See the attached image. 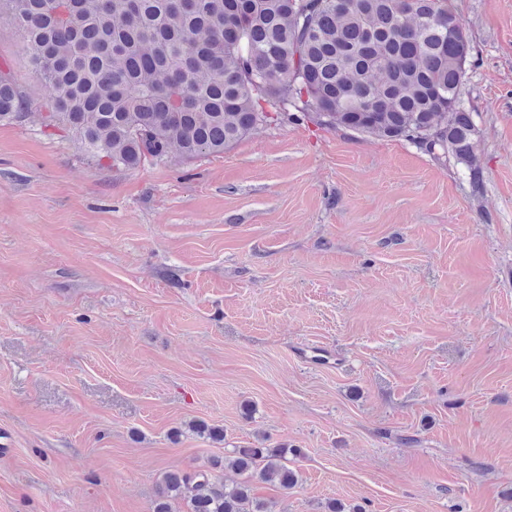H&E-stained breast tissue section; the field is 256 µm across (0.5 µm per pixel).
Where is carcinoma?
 I'll use <instances>...</instances> for the list:
<instances>
[{"mask_svg": "<svg viewBox=\"0 0 512 512\" xmlns=\"http://www.w3.org/2000/svg\"><path fill=\"white\" fill-rule=\"evenodd\" d=\"M0 0L47 92L40 129L113 169L221 156L258 127L306 121L411 141L477 170L462 103L471 53L452 0ZM30 99L0 69V122ZM235 448L224 462L284 489L288 454ZM271 512L249 483L164 475L154 512Z\"/></svg>", "mask_w": 512, "mask_h": 512, "instance_id": "carcinoma-1", "label": "carcinoma"}]
</instances>
